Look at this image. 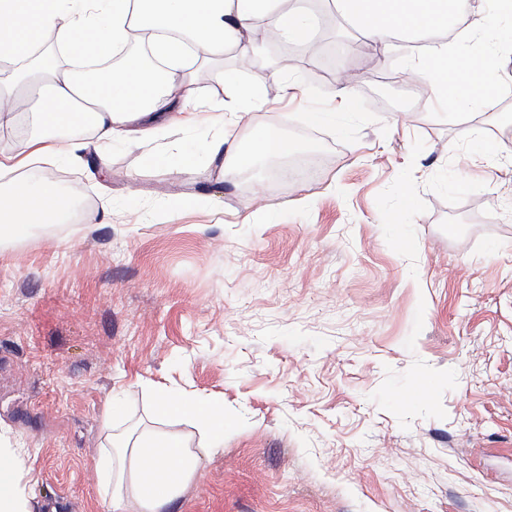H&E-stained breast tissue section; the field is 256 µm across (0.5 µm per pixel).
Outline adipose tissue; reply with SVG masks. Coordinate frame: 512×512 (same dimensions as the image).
<instances>
[{
	"instance_id": "adipose-tissue-1",
	"label": "adipose tissue",
	"mask_w": 512,
	"mask_h": 512,
	"mask_svg": "<svg viewBox=\"0 0 512 512\" xmlns=\"http://www.w3.org/2000/svg\"><path fill=\"white\" fill-rule=\"evenodd\" d=\"M334 9L354 30L383 52L429 36L428 47L405 55V70L426 75L430 91L449 110L463 112L512 82L501 66V36L471 30L473 50L466 65L444 64L457 48L441 39L449 17L466 12L470 0H334ZM0 67L15 79H0V98L35 99L36 131L19 150L0 152V240H22L36 224L63 222L58 185L31 175L43 156L68 157L85 144L90 127L101 149L112 142L134 143L150 135L158 116L174 112L177 99L190 98L203 69L223 62L226 52H254L258 31L277 29L288 41L302 42L315 23L302 0H0ZM136 27L174 30L179 39L154 45L155 61L127 60L121 72L99 84L80 79L65 66L64 54L105 61ZM155 414L203 429L210 449L224 444L222 397L194 400L158 391ZM124 409L113 403L105 424L108 448L96 459L99 496L112 512H162L193 478L199 459L178 437L162 432L115 431ZM25 451L0 448V512H32L24 479Z\"/></svg>"
}]
</instances>
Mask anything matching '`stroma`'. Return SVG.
Wrapping results in <instances>:
<instances>
[{"mask_svg": "<svg viewBox=\"0 0 512 512\" xmlns=\"http://www.w3.org/2000/svg\"><path fill=\"white\" fill-rule=\"evenodd\" d=\"M319 39L294 63L309 99L284 91L287 43L231 51L260 90L244 122L38 161L87 219L0 246V447L28 449L34 512H111V398L152 430L158 388L224 400L222 448L171 425L199 464L165 512H512V114L411 105L401 54L326 13ZM330 49L361 105L313 126ZM267 127L322 158L313 177L252 154Z\"/></svg>", "mask_w": 512, "mask_h": 512, "instance_id": "1", "label": "stroma"}]
</instances>
